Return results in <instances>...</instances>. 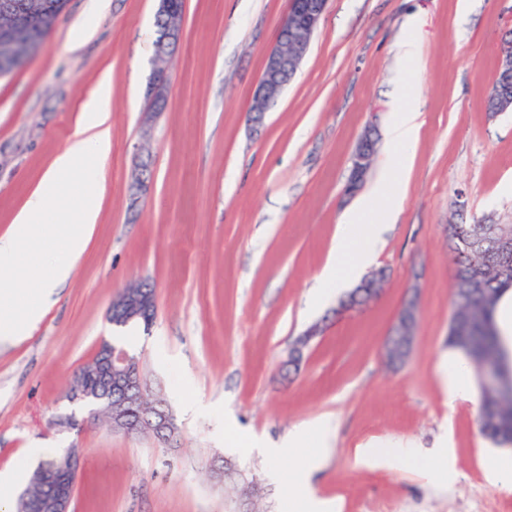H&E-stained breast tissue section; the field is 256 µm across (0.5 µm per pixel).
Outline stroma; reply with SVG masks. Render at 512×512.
Instances as JSON below:
<instances>
[{
    "instance_id": "1",
    "label": "stroma",
    "mask_w": 512,
    "mask_h": 512,
    "mask_svg": "<svg viewBox=\"0 0 512 512\" xmlns=\"http://www.w3.org/2000/svg\"><path fill=\"white\" fill-rule=\"evenodd\" d=\"M329 0L296 76L266 113L248 120L265 56L288 0H184L182 39L165 110L146 122L158 0H69L41 48L0 78V233L75 133L103 72L112 74V151L100 221L82 261L21 342H0V471L28 448H77L70 512H292L298 457L271 462L253 438L279 441L320 418L335 425L313 483L340 512H512V493L488 482L489 456L512 448L479 429L480 396L449 407L438 375L448 355L452 256L448 227L512 224V112L487 111L512 0ZM95 25L82 29L87 14ZM419 74L398 48L409 22ZM417 82L424 120L404 176L400 211L373 269L380 294L338 313L309 309L316 277L336 250L362 133L381 140L365 184L396 153L384 134L391 96ZM150 190L128 195L138 161ZM57 243L23 250L0 283L29 295ZM147 280L150 327L112 325L113 296ZM417 306L409 358L382 346L407 301ZM321 332L296 369L295 339ZM124 345L179 428L173 445L104 424L58 426L67 392L102 342ZM413 440L425 465L356 467L369 442ZM453 450L448 475L441 447Z\"/></svg>"
}]
</instances>
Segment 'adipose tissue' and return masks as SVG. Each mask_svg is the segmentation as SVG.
I'll use <instances>...</instances> for the list:
<instances>
[{"mask_svg":"<svg viewBox=\"0 0 512 512\" xmlns=\"http://www.w3.org/2000/svg\"><path fill=\"white\" fill-rule=\"evenodd\" d=\"M112 77L103 74L94 92L84 102L78 129L66 148L53 159L38 185L15 214L8 229L0 234V269L16 266L26 245L43 241L42 219L49 204L65 192V181L79 183L83 191L70 215L71 222L60 235L62 256L50 265L39 280L34 297L24 309H17L12 289H0V340L19 341L41 321L56 290L71 276L74 266L84 256L99 221L104 189L103 163L112 150ZM423 126L417 109H398L388 135L398 161L387 169L361 196L346 215V227L355 229L353 243H339L335 253L321 270L311 297L321 304L336 289L356 281L374 260L387 225L399 214V174L409 166L410 149L417 142ZM387 199L388 205L379 222L364 223L363 217L375 199ZM330 420L304 424L290 431L278 447L267 449L270 459L280 460L302 444L311 442L315 451L295 466L289 488L299 493L300 512H335L333 504L306 492L310 476L320 470L328 452Z\"/></svg>","mask_w":512,"mask_h":512,"instance_id":"obj_1","label":"adipose tissue"}]
</instances>
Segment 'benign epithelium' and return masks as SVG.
<instances>
[{"mask_svg":"<svg viewBox=\"0 0 512 512\" xmlns=\"http://www.w3.org/2000/svg\"><path fill=\"white\" fill-rule=\"evenodd\" d=\"M328 0H288V10L283 18L275 38L274 45L265 57V64L253 97V111L249 112L250 121L261 122L269 107L280 96L282 84L280 77L288 72H297L298 67L307 54L310 37L318 29L326 12ZM60 4L54 0H40L37 8L26 0L16 3L14 0H0V13L10 17L8 23L0 21V75L9 73L11 66L17 61H26L37 49L27 34L36 27L39 16L49 11H57ZM158 16L162 28L155 44V69L149 84L151 102L165 101L168 97L167 64L173 50L182 37L183 13L176 11L173 0H159ZM502 226L484 224L481 234L472 239L468 245V264L462 267L461 282L464 287L474 292L483 291V300H491L485 291V274L482 265L477 263V256L483 244L494 241L500 251L512 254V235L503 236ZM385 273L379 271L369 277L363 285L354 290L348 299L339 307L346 312L356 308L364 300L379 294ZM144 287L138 283L124 289L117 295L108 308V318L114 325L127 324L147 313V301L143 296ZM414 305L409 303L400 311L390 335L383 348V356L392 365L400 364L408 357L412 337L406 333V323ZM320 333L317 325L310 327L293 344L289 363H297L302 351L310 341ZM477 374L483 385L488 387L497 381V356L488 352L474 359ZM95 373L101 385L90 388L85 385L82 372L75 375L69 399L76 410L60 419V423L79 427L89 421L99 420V414L109 415L107 423L111 428L126 434H151L163 441L175 438L178 426L175 420L159 409L145 411L138 415L117 411L112 405V398L119 396L122 402L129 403L149 390L143 378L139 362L125 349L110 343H102L96 358ZM33 481L44 485V492L38 498H29L25 492L20 501L27 506L28 512H69L74 488L67 482L48 479L40 471L36 472Z\"/></svg>","mask_w":512,"mask_h":512,"instance_id":"7a95c632","label":"benign epithelium"}]
</instances>
